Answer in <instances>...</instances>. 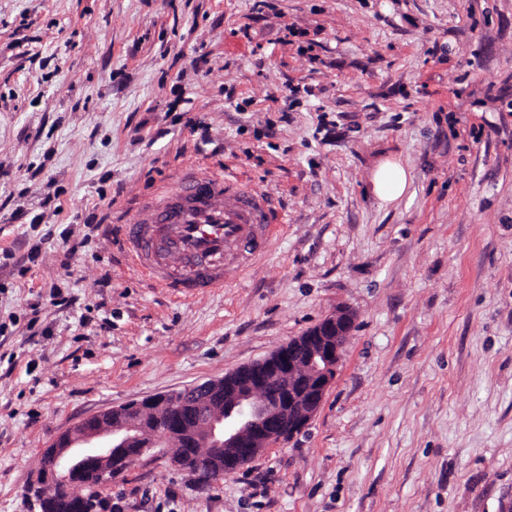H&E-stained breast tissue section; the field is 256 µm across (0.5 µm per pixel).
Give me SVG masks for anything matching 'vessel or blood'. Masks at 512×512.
<instances>
[{"label":"vessel or blood","mask_w":512,"mask_h":512,"mask_svg":"<svg viewBox=\"0 0 512 512\" xmlns=\"http://www.w3.org/2000/svg\"><path fill=\"white\" fill-rule=\"evenodd\" d=\"M150 210L149 221L125 226L127 257L178 298L223 287L228 266L247 268L282 221L271 198L244 188L231 167L163 184Z\"/></svg>","instance_id":"b4317fda"}]
</instances>
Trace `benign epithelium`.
<instances>
[{
  "mask_svg": "<svg viewBox=\"0 0 512 512\" xmlns=\"http://www.w3.org/2000/svg\"><path fill=\"white\" fill-rule=\"evenodd\" d=\"M354 313L342 309L269 356L180 393L156 394L78 423L45 449L30 495L45 499L65 485L68 512H84L86 477L111 483L113 459L138 446L174 448L181 465L201 449L234 471L272 445L300 433L319 409L336 375Z\"/></svg>",
  "mask_w": 512,
  "mask_h": 512,
  "instance_id": "obj_1",
  "label": "benign epithelium"
}]
</instances>
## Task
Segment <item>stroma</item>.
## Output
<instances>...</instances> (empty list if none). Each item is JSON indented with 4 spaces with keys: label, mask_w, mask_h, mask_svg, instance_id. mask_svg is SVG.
Returning <instances> with one entry per match:
<instances>
[{
    "label": "stroma",
    "mask_w": 512,
    "mask_h": 512,
    "mask_svg": "<svg viewBox=\"0 0 512 512\" xmlns=\"http://www.w3.org/2000/svg\"><path fill=\"white\" fill-rule=\"evenodd\" d=\"M228 162L285 224L221 289L152 287L122 221ZM345 308L301 433L208 487L142 457L98 512H512V0H0V512L82 420ZM372 185L374 193L381 201L393 202L406 193L409 174L400 163L387 160L375 171Z\"/></svg>",
    "instance_id": "obj_1"
}]
</instances>
